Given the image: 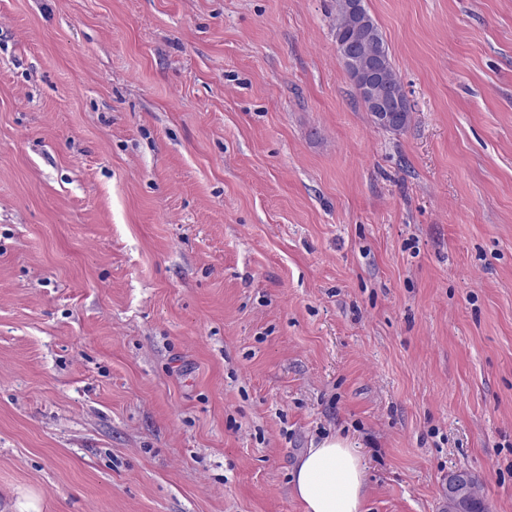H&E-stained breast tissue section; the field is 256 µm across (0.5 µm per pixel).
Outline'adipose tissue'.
<instances>
[{"label":"adipose tissue","mask_w":512,"mask_h":512,"mask_svg":"<svg viewBox=\"0 0 512 512\" xmlns=\"http://www.w3.org/2000/svg\"><path fill=\"white\" fill-rule=\"evenodd\" d=\"M365 469L354 443L329 436L300 457L293 492L304 512H360Z\"/></svg>","instance_id":"1"}]
</instances>
